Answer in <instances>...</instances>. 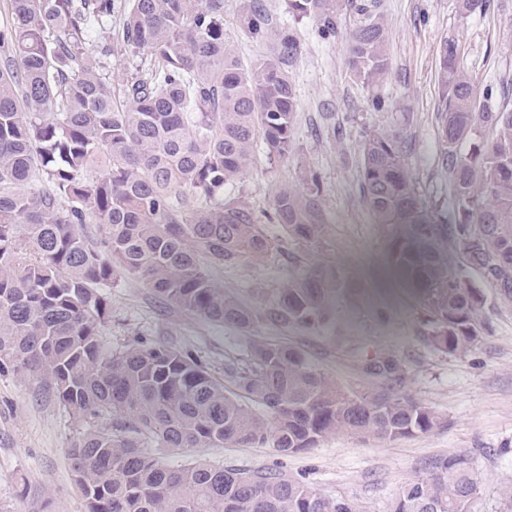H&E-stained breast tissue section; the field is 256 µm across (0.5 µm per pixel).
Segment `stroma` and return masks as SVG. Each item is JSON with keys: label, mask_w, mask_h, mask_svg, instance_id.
<instances>
[{"label": "stroma", "mask_w": 512, "mask_h": 512, "mask_svg": "<svg viewBox=\"0 0 512 512\" xmlns=\"http://www.w3.org/2000/svg\"><path fill=\"white\" fill-rule=\"evenodd\" d=\"M272 30L288 29L300 44L290 72L296 91L294 152L288 160L256 149L253 165L225 195L245 197L268 236L283 241L270 223L271 196L282 185L318 186L324 243L318 257L284 243L265 265L247 263L216 271L215 278L262 315L256 333L300 350L329 380L354 393L384 381L367 370L370 360L393 358L392 384L433 409L437 427L385 441L347 432L317 447L281 455L271 448L156 449L162 462L180 466L195 459L229 469L265 468L311 485L331 498L349 500L356 512H390L395 496L438 459L468 456L478 477L471 512H512V298H505L481 270L467 283L481 295L480 336L467 351L448 354L423 338L424 317L386 261L384 236L361 193L362 145L367 133L399 134L418 193L436 212L448 211V176L438 137L439 48L456 37L461 62L494 105L512 106V0L499 9L462 16L457 0H379L388 26L384 78L366 87L347 63L346 36L363 16L361 0H341L336 35L321 36L308 18L291 15L288 0H264ZM243 0H224V40L242 61L268 46L238 25ZM334 265L345 284L331 302V318L308 329L273 319L275 293L288 276L312 260ZM112 323L103 341L112 349L138 343L167 344L212 370L247 363L248 336L162 304L133 280L110 288ZM80 429L50 392L12 365L0 366V512H85L70 480L67 450Z\"/></svg>", "instance_id": "obj_1"}]
</instances>
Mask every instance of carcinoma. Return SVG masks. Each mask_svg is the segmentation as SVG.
<instances>
[{
    "label": "carcinoma",
    "mask_w": 512,
    "mask_h": 512,
    "mask_svg": "<svg viewBox=\"0 0 512 512\" xmlns=\"http://www.w3.org/2000/svg\"><path fill=\"white\" fill-rule=\"evenodd\" d=\"M0 17V363L33 373L81 436L68 450L86 512H354L341 499L263 469L205 461L176 468L144 450L267 447L287 455L348 431L396 440L438 425L429 407L387 384L350 393L295 347L251 337L249 363L217 376L168 345L112 350L106 289L119 279L164 304L251 333L257 309L224 290L217 269L267 263L276 244L250 203L224 197L255 148L286 160L298 104L288 64L295 38L243 63L224 44V0H6ZM338 0H290L297 14L336 33ZM378 2L348 34L362 84L387 70L388 29ZM494 0H458L464 16ZM119 19L105 56L140 59L114 86L89 49L92 21ZM240 27L270 40L261 0ZM440 137L452 207L436 215L417 194L398 134L376 129L362 147V190L386 259L446 353L477 340L481 299L464 279L481 269L512 294V107L477 101L458 41L444 39ZM482 132L490 138L475 143ZM468 150H462L464 143ZM270 219L316 254L324 220L312 192L277 188ZM85 224L104 229L96 246ZM339 275L318 263L277 289L274 320L307 328L328 318ZM372 374L398 370L387 358ZM477 475L465 456L433 461L404 485L391 512H466Z\"/></svg>",
    "instance_id": "1"
}]
</instances>
